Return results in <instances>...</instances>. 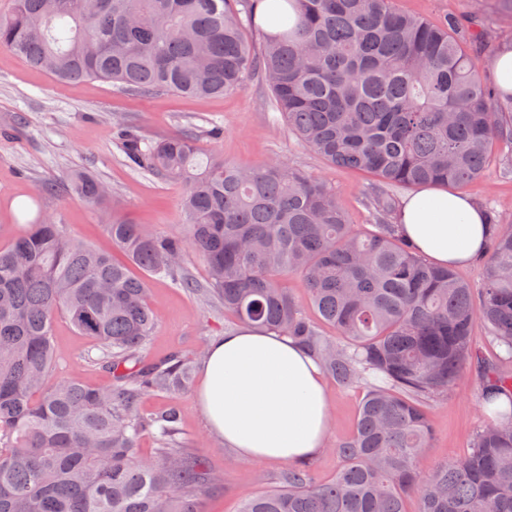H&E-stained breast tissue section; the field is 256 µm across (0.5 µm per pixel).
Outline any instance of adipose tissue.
<instances>
[{
    "label": "adipose tissue",
    "instance_id": "1",
    "mask_svg": "<svg viewBox=\"0 0 512 512\" xmlns=\"http://www.w3.org/2000/svg\"><path fill=\"white\" fill-rule=\"evenodd\" d=\"M398 232L441 266H462L488 241L483 208L441 186L407 196ZM196 399L210 433L245 461H306L324 448L329 399L320 366L292 339L251 326L212 340Z\"/></svg>",
    "mask_w": 512,
    "mask_h": 512
}]
</instances>
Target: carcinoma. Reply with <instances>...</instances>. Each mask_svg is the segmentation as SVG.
Returning a JSON list of instances; mask_svg holds the SVG:
<instances>
[{"label": "carcinoma", "instance_id": "cac0c4a2", "mask_svg": "<svg viewBox=\"0 0 512 512\" xmlns=\"http://www.w3.org/2000/svg\"><path fill=\"white\" fill-rule=\"evenodd\" d=\"M263 0H13L0 15V50L62 82L97 79L149 95L208 97L240 89L258 71L295 138L338 168L373 175L378 210L355 230L336 190L271 160L240 169L203 152L191 133L144 143L117 131L128 164L184 186V233L146 232L110 207L102 182L83 172L71 192L107 213L121 264L46 219L0 248V512H200L218 479L175 444L174 405L144 415L147 390L178 393L191 362L173 353L146 363L139 351L156 318L145 279L164 275L195 293L213 291L224 310L289 336L342 385L374 379L353 432L336 441L327 481L310 463L289 465L282 487L238 512H512V404L495 409L460 459L425 473L427 402L474 370L481 401H512V225L485 208L489 248L474 290L454 269L416 254L384 221L389 188L465 185L494 147L512 145V93L479 75L491 50L485 29L462 42L456 18L432 25L395 0H284L260 51L243 34ZM208 268L202 284L188 254ZM302 278L308 302L334 331L319 334L288 288ZM66 317L100 348L113 384L52 377L53 324ZM505 351L475 349V322ZM156 437L157 457L140 455Z\"/></svg>", "mask_w": 512, "mask_h": 512}]
</instances>
